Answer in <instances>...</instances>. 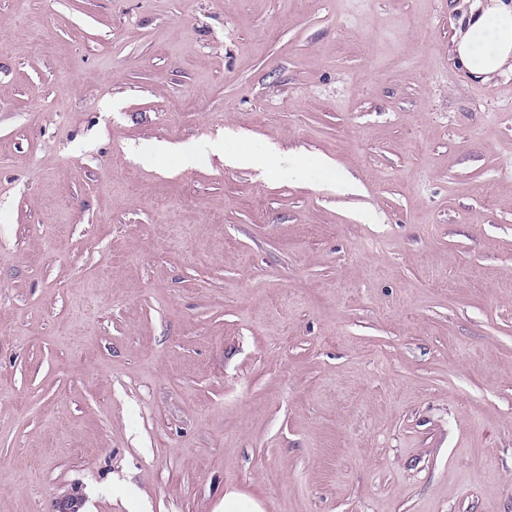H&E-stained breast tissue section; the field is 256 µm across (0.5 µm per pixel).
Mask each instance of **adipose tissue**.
<instances>
[{"mask_svg": "<svg viewBox=\"0 0 512 512\" xmlns=\"http://www.w3.org/2000/svg\"><path fill=\"white\" fill-rule=\"evenodd\" d=\"M465 20L453 52L466 74L485 80L512 63V0H476Z\"/></svg>", "mask_w": 512, "mask_h": 512, "instance_id": "ef3b65f1", "label": "adipose tissue"}]
</instances>
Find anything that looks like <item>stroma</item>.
<instances>
[{
	"instance_id": "stroma-1",
	"label": "stroma",
	"mask_w": 512,
	"mask_h": 512,
	"mask_svg": "<svg viewBox=\"0 0 512 512\" xmlns=\"http://www.w3.org/2000/svg\"><path fill=\"white\" fill-rule=\"evenodd\" d=\"M467 9L0 0V512H512V72L458 67ZM214 512H263L260 504L253 500H248L240 493L231 491L224 494V500Z\"/></svg>"
}]
</instances>
